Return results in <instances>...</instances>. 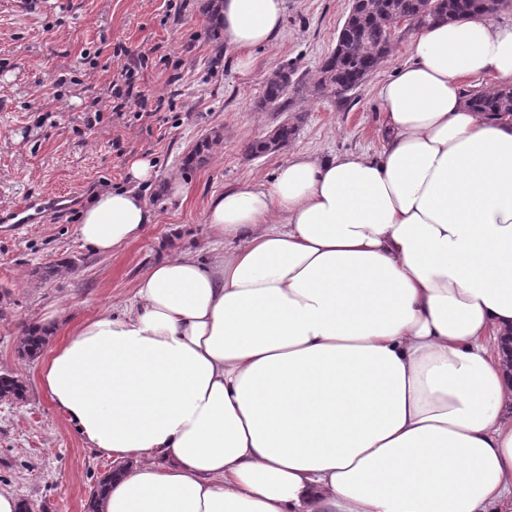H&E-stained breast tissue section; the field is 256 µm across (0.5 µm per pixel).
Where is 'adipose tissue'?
I'll return each mask as SVG.
<instances>
[{
  "label": "adipose tissue",
  "instance_id": "adipose-tissue-1",
  "mask_svg": "<svg viewBox=\"0 0 512 512\" xmlns=\"http://www.w3.org/2000/svg\"><path fill=\"white\" fill-rule=\"evenodd\" d=\"M285 0H222L241 65ZM512 82V23L418 31L382 87L381 152L298 154L212 197L204 253L151 265L77 326L40 383L99 454L135 465L101 512H512V116L465 104ZM99 191L84 245L155 215Z\"/></svg>",
  "mask_w": 512,
  "mask_h": 512
}]
</instances>
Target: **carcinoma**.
Masks as SVG:
<instances>
[{"instance_id":"carcinoma-1","label":"carcinoma","mask_w":512,"mask_h":512,"mask_svg":"<svg viewBox=\"0 0 512 512\" xmlns=\"http://www.w3.org/2000/svg\"><path fill=\"white\" fill-rule=\"evenodd\" d=\"M512 5L499 0H356L350 6L336 44L324 58L317 79L311 86L293 80V70L283 66L266 80L256 108L260 111L293 112L295 101L309 93L319 98L343 100L359 88L377 69L389 53L391 31L396 20L402 19L410 29H420L436 22L454 20L478 12H498ZM466 103L475 112L507 113L512 115V86L494 90L470 89ZM301 123V116L285 120L277 127L275 139L259 138L248 150L255 156L273 153L292 141ZM47 339L32 333L22 342L20 354L34 358L46 345ZM25 386L17 378L0 375V399L21 400ZM126 466L110 470L100 478L91 495L88 512H99V502L106 487Z\"/></svg>"}]
</instances>
